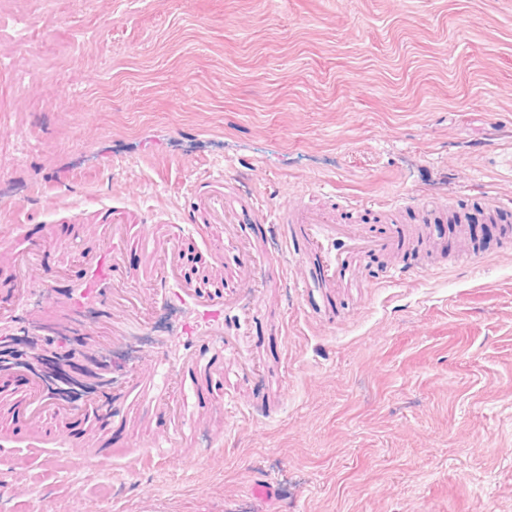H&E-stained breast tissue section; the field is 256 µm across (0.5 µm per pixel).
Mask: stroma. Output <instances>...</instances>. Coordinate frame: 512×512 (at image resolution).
<instances>
[{
	"mask_svg": "<svg viewBox=\"0 0 512 512\" xmlns=\"http://www.w3.org/2000/svg\"><path fill=\"white\" fill-rule=\"evenodd\" d=\"M0 0V241L68 213L176 214L189 183L235 171L272 211L311 187L345 197L512 205V0ZM55 46L45 59L40 45ZM437 266L343 288L313 312L271 289L243 387L202 464L122 456L54 469L17 447L0 512H512V242L420 227ZM169 310L128 363L180 329ZM277 489L261 504L257 482Z\"/></svg>",
	"mask_w": 512,
	"mask_h": 512,
	"instance_id": "35a3bbf8",
	"label": "stroma"
}]
</instances>
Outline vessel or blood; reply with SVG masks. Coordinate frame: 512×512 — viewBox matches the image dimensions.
<instances>
[{"label": "vessel or blood", "mask_w": 512, "mask_h": 512, "mask_svg": "<svg viewBox=\"0 0 512 512\" xmlns=\"http://www.w3.org/2000/svg\"><path fill=\"white\" fill-rule=\"evenodd\" d=\"M476 206L512 238V211L489 197L454 199L459 235H466ZM180 208L187 224L159 222L145 234L131 223L129 209L101 206L87 227L92 243L79 250L61 240L55 225H43L42 246L75 255V275L63 263L45 269L41 246L29 245L24 227L0 244V269L15 274L0 290V343L22 334L33 339L22 359L0 363V415L20 414L17 441L46 463H53L56 448L79 449L90 463L109 461L118 451L140 464L152 462L158 448L180 454L189 435L161 433L147 419L125 416L132 398L154 410L157 419L181 416L199 431L223 429L225 416L239 408L224 363L234 361L243 377L258 380L250 333L265 314L269 287L290 280L305 292L329 297L356 284L360 259L404 255L423 243L419 226L392 219L395 204L347 198L337 208L304 193L270 214L229 174L192 182ZM378 210L388 215L385 225L368 228L366 218ZM243 224L275 225L280 248L297 252V268L257 279L253 256L260 241L240 233ZM192 234L234 242L235 266L217 254L203 271L187 272L186 241ZM171 307L182 311L186 326L159 340L147 359L124 366L104 384L81 376L83 388L72 396L50 390L42 361L51 340L81 337L73 361L87 367L144 333L155 314Z\"/></svg>", "instance_id": "b4317fda"}]
</instances>
